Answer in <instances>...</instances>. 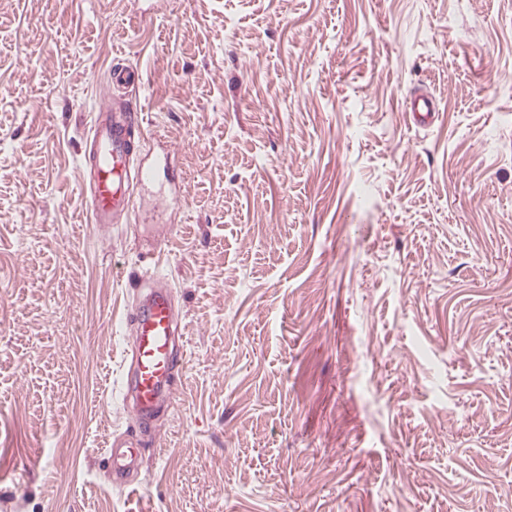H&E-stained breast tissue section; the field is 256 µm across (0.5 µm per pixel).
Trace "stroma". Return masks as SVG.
Segmentation results:
<instances>
[{"instance_id":"stroma-1","label":"stroma","mask_w":512,"mask_h":512,"mask_svg":"<svg viewBox=\"0 0 512 512\" xmlns=\"http://www.w3.org/2000/svg\"><path fill=\"white\" fill-rule=\"evenodd\" d=\"M140 8L0 0V512H512V0ZM115 57L181 203L100 230ZM168 228L184 364L138 428L111 382ZM406 112L420 124L432 123L438 115V105L435 99L429 95H416L406 102ZM105 453V460L112 473V483L115 487L125 489L137 486L136 482L128 479V474L139 463L140 451L133 437L112 439Z\"/></svg>"}]
</instances>
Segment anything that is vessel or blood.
Returning <instances> with one entry per match:
<instances>
[{
	"instance_id": "1",
	"label": "vessel or blood",
	"mask_w": 512,
	"mask_h": 512,
	"mask_svg": "<svg viewBox=\"0 0 512 512\" xmlns=\"http://www.w3.org/2000/svg\"><path fill=\"white\" fill-rule=\"evenodd\" d=\"M107 87L110 98L101 102L84 139L82 176L91 221L98 227L130 223L136 213V189L177 177L178 155L166 147L157 155L143 152L145 129L129 101L138 89L137 70L113 60ZM416 122L432 123L438 112L435 99L416 95L406 103ZM149 291L135 306L130 321L131 342L124 363L123 391L131 401L136 422H144L160 401L173 400L174 378L183 361L173 338L180 330L168 282L152 281ZM140 451L133 437L112 440L105 460L115 487H132L131 470L139 463Z\"/></svg>"
}]
</instances>
